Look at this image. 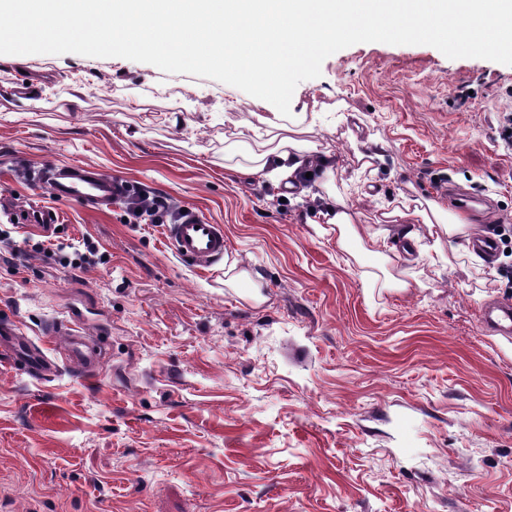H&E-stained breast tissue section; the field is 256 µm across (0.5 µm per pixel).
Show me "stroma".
<instances>
[{
  "mask_svg": "<svg viewBox=\"0 0 512 512\" xmlns=\"http://www.w3.org/2000/svg\"><path fill=\"white\" fill-rule=\"evenodd\" d=\"M35 81L34 97L12 96ZM255 97L124 58L0 55V201L54 209L45 230L0 219V321L60 359L37 377L0 361V512H512V65L428 45L359 43L301 82L292 112L336 159L362 232L394 245L399 203L486 199L498 248L389 264L406 291L369 285L374 255L317 235L308 198L224 167L258 140ZM378 140L367 168L353 142ZM83 163L193 206L224 227L201 270L161 224L121 204L88 211L36 181ZM95 248L98 261L72 267ZM77 319L99 342L94 379L46 336Z\"/></svg>",
  "mask_w": 512,
  "mask_h": 512,
  "instance_id": "35a3bbf8",
  "label": "stroma"
}]
</instances>
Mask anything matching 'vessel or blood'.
I'll return each instance as SVG.
<instances>
[{
  "label": "vessel or blood",
  "instance_id": "obj_1",
  "mask_svg": "<svg viewBox=\"0 0 512 512\" xmlns=\"http://www.w3.org/2000/svg\"><path fill=\"white\" fill-rule=\"evenodd\" d=\"M37 177L55 201L76 203L90 211L111 206L128 187L124 179L81 163L44 167L38 170ZM166 237L182 261L201 269L223 261L227 251L223 226L209 223L189 206L184 207L183 216L177 223L168 225ZM52 333L64 338L68 360L75 368L88 376L99 373L101 360L91 337L83 335L78 327L66 321L58 323ZM0 354L11 364L24 365L25 369L43 375L53 373L57 368L56 362L46 353L32 347L20 328L9 323L0 325Z\"/></svg>",
  "mask_w": 512,
  "mask_h": 512
}]
</instances>
